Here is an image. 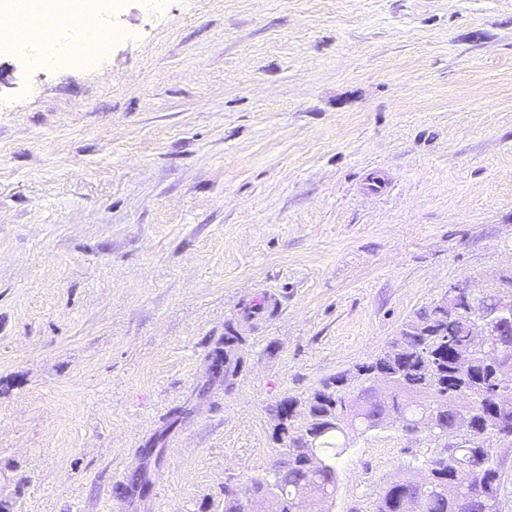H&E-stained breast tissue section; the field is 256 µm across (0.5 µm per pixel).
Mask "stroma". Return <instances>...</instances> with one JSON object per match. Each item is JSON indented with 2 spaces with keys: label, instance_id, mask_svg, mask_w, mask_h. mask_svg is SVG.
<instances>
[{
  "label": "stroma",
  "instance_id": "35a3bbf8",
  "mask_svg": "<svg viewBox=\"0 0 512 512\" xmlns=\"http://www.w3.org/2000/svg\"><path fill=\"white\" fill-rule=\"evenodd\" d=\"M103 56L0 49V491L18 512H222L272 407L512 275V0H103ZM232 389L208 357L241 301ZM185 410L170 424L173 410ZM442 444L336 460L373 512ZM148 483L132 487L134 473Z\"/></svg>",
  "mask_w": 512,
  "mask_h": 512
}]
</instances>
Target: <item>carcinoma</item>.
I'll return each mask as SVG.
<instances>
[{
    "instance_id": "obj_1",
    "label": "carcinoma",
    "mask_w": 512,
    "mask_h": 512,
    "mask_svg": "<svg viewBox=\"0 0 512 512\" xmlns=\"http://www.w3.org/2000/svg\"><path fill=\"white\" fill-rule=\"evenodd\" d=\"M499 289L477 295L472 289L456 296L454 312L439 299L417 310L387 349L354 369L339 373L306 397L280 401L274 408L273 440L277 451L269 477L250 479L255 491L275 489L271 512H298L302 500L336 488L337 456L350 447L357 429L364 434L403 419L409 423L435 417L431 435L445 440L443 452L423 466L390 482L375 512H498L501 474L493 462L472 468L483 447V432L499 421H512V327L474 351L460 369L454 350L469 339L471 328L491 314ZM243 337L225 327L224 347L209 356L212 379L234 385L243 368ZM383 371L395 388L385 402L371 391V380ZM470 419V432L454 442L456 420ZM224 512H246L234 486L224 484Z\"/></svg>"
}]
</instances>
